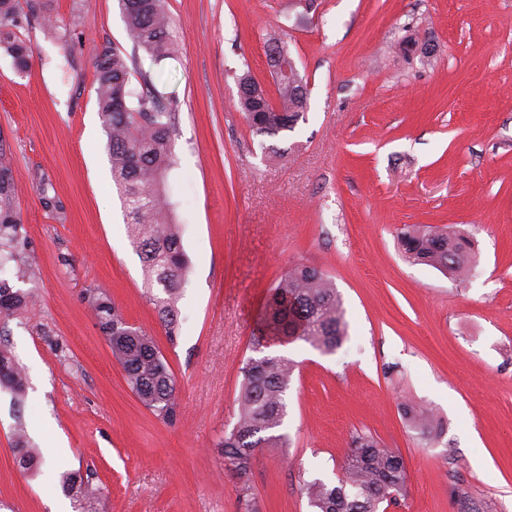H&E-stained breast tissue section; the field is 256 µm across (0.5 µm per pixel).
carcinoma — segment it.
I'll use <instances>...</instances> for the list:
<instances>
[{"label": "carcinoma", "instance_id": "cac0c4a2", "mask_svg": "<svg viewBox=\"0 0 512 512\" xmlns=\"http://www.w3.org/2000/svg\"><path fill=\"white\" fill-rule=\"evenodd\" d=\"M118 4L134 48L144 50L158 63L174 58L165 0H118ZM21 21L18 0H0V42L7 43L15 71L24 74L29 48L14 33ZM130 74L127 56L108 43L101 45L95 62V92L108 139L112 178L150 288L161 290L159 295L149 293L150 301L173 341L178 330V296L189 268L179 225L173 223V203L166 186L167 173L174 167V97L159 93L152 85L134 92ZM239 86L240 108L258 136L273 137L293 129L307 108V100L297 94L306 83L294 66L275 73L277 99L273 104L252 77L239 78ZM13 183L11 162L1 152L0 197H9ZM20 230L13 210L0 206V271L16 259L11 248ZM400 243L407 260L435 269L442 267L451 279L470 270V241L461 231L407 227L401 231ZM31 298L32 293L16 290L8 279L0 277V323L14 317ZM84 300L132 392L162 420L174 421L178 415L177 382L153 337L130 325L106 290L94 288ZM346 336L345 310L332 278L304 265L289 268L264 305L257 355L240 368L237 424L216 444L224 461L240 476L248 475L258 449L290 447L281 428L297 364L283 355L264 352L263 341H301L332 354ZM0 387L13 395L15 405H22L26 373L5 346L0 347ZM402 413L421 439L431 444L440 437L442 430L430 408L406 404ZM12 451L22 470L38 469L40 457L28 446L21 428L15 433ZM406 481L405 462L397 450L357 433L351 437L337 482L316 478L304 482V490L312 512H387L404 496ZM61 485L76 499L80 512H96L100 488L69 472L62 474Z\"/></svg>", "mask_w": 512, "mask_h": 512}]
</instances>
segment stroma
Returning <instances> with one entry per match:
<instances>
[{"mask_svg": "<svg viewBox=\"0 0 512 512\" xmlns=\"http://www.w3.org/2000/svg\"><path fill=\"white\" fill-rule=\"evenodd\" d=\"M0 49V152L22 228L11 285L32 291L0 325L28 378L0 388V512H78L61 476L103 488L98 512H310L306 480L336 482L354 433L397 449L407 489L389 512H512V0H167L178 59L134 50L118 0H39ZM78 15L49 33L46 17ZM281 28L307 85L305 118L252 134L240 76L274 91L266 36ZM130 81L175 97L167 179L190 268L176 342L146 297L112 180L95 93L98 47ZM469 233L460 280L405 260L408 226ZM330 277L348 336L334 354L273 345L297 368L281 428L239 477L216 448L238 418L240 367L265 300L295 264ZM107 288L158 343L178 384L169 424L131 392L84 296ZM443 426L427 444L402 404ZM41 457L12 452L17 421ZM250 503H243V495Z\"/></svg>", "mask_w": 512, "mask_h": 512, "instance_id": "35a3bbf8", "label": "stroma"}]
</instances>
